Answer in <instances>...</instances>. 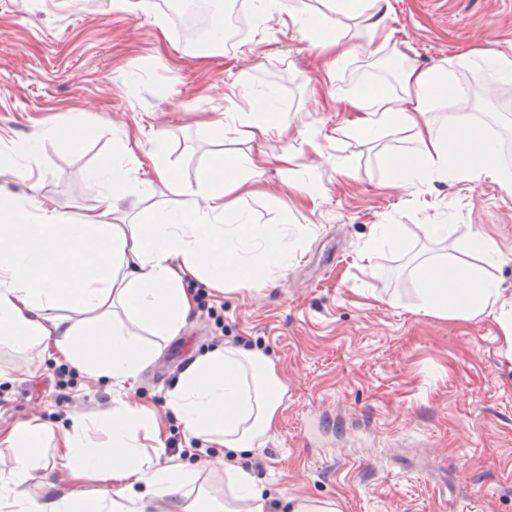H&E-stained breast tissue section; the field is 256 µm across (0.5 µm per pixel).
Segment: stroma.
I'll list each match as a JSON object with an SVG mask.
<instances>
[{
	"label": "stroma",
	"instance_id": "1",
	"mask_svg": "<svg viewBox=\"0 0 512 512\" xmlns=\"http://www.w3.org/2000/svg\"><path fill=\"white\" fill-rule=\"evenodd\" d=\"M389 23L400 41L372 57L363 26L338 18L334 33L350 49L339 69L278 18L232 45L188 51L160 4L147 10L130 0L123 11L114 0H0V151L38 143L30 170L1 176L0 190L80 217L101 207L89 171L124 146L141 164L138 178L152 179L159 136L175 181L195 180L218 149L251 151L241 136L211 139L202 115L246 107L243 88L269 90L290 136L263 144L269 162L252 173L260 194L241 206L254 223L285 220L299 235L295 261L272 281L210 291L178 335L151 338L155 357L123 386L0 337V435L24 421L50 429L28 496H95L97 480H60L46 465L74 415L96 417L123 403L145 407L160 424L159 434H142L146 452L193 474L191 493L156 499L151 512H210L223 503L228 473L243 458L216 442L209 454L189 453L190 436L168 404L183 371L170 362L177 352L196 359L242 337L257 343L284 391L249 469L267 512H291L307 499L337 502L341 512H512V346L497 316L421 313L414 270L419 255L459 269L478 262L467 241L479 233L500 256L489 276L512 294V192L465 177L447 185L388 180L386 160L412 150L411 134L391 128L360 137L345 131L343 110L365 79L369 92L401 96L410 64H452L477 47L512 55V0H395ZM456 79L481 94L466 111L455 101L436 108L435 121L512 137V108L499 103L512 80L476 66L457 69ZM74 117L84 129L80 145L41 140L43 128ZM307 125L321 129L318 146L301 142ZM285 151L293 157L286 169L275 162ZM342 161L355 177L338 174ZM304 176L316 183L317 206L288 189ZM376 224L402 225L403 245L369 250ZM425 224L447 225V238L426 239ZM64 367L70 382L62 387Z\"/></svg>",
	"mask_w": 512,
	"mask_h": 512
}]
</instances>
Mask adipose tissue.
Masks as SVG:
<instances>
[{
	"mask_svg": "<svg viewBox=\"0 0 512 512\" xmlns=\"http://www.w3.org/2000/svg\"><path fill=\"white\" fill-rule=\"evenodd\" d=\"M330 10L365 19L371 55L394 45L395 31L386 22L391 0H330ZM282 15L334 54L336 65L347 62L340 38L325 33L326 17L308 15L290 0H257L258 23ZM401 82V97L356 94L344 102L350 131L376 136L397 126L412 132V151L388 159L389 178L411 184L449 181L464 173L512 185L496 147L482 134L435 124L433 106L459 94L454 69L408 66ZM246 99L248 108L220 120L203 119V127L220 137L241 133L257 144L272 135L287 136L271 94L250 93ZM165 155V142L156 141L152 184L173 186L179 203L143 211L135 224L111 219L119 202L147 193L150 186L138 180L136 159L123 152L90 173L91 181L106 189L103 209L76 220L51 202H40L32 211L26 201L0 192L1 336L22 349L43 345L90 377L120 386L155 354L152 345L131 332V324L159 338L177 335L194 307L188 282L203 281L218 291L228 284L254 288L293 262L287 225L254 224L238 206L256 193L247 171L259 155L225 152L187 183L173 181ZM469 246L481 255V265L459 274L442 262L419 266L421 311L448 320L497 314L512 344V295L487 273L499 254L483 236ZM116 302L125 320L109 314ZM282 399L271 367L227 348L198 359L171 392L169 406L189 435L219 438L226 448L247 451L274 427ZM155 427L141 410L125 404L97 418L73 417L51 468L74 477L95 476L103 486L91 498L72 491L37 500L24 488L47 429L39 423L16 425L0 440V512H147L153 498L182 494L189 472L159 465L142 448L140 433ZM97 431L106 435V445L93 443ZM229 480L223 512H266L265 499L247 473L230 472Z\"/></svg>",
	"mask_w": 512,
	"mask_h": 512,
	"instance_id": "adipose-tissue-1",
	"label": "adipose tissue"
}]
</instances>
